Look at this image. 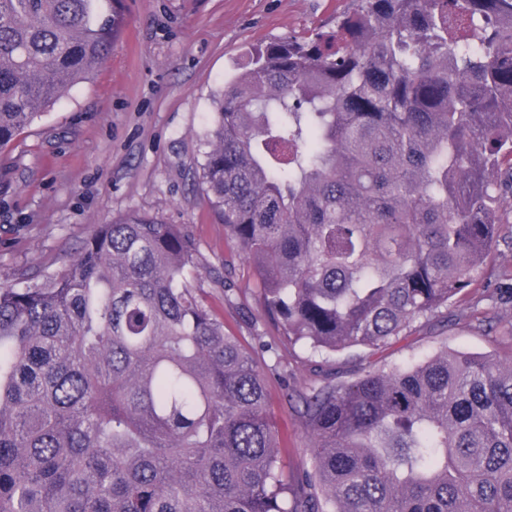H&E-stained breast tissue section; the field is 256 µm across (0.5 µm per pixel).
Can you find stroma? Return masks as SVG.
Wrapping results in <instances>:
<instances>
[{
	"instance_id": "obj_1",
	"label": "stroma",
	"mask_w": 512,
	"mask_h": 512,
	"mask_svg": "<svg viewBox=\"0 0 512 512\" xmlns=\"http://www.w3.org/2000/svg\"><path fill=\"white\" fill-rule=\"evenodd\" d=\"M122 2L123 30L95 79L0 148V286L62 269L98 224L135 213L184 225L201 254L205 302L226 333L278 346L265 359L287 366L288 378L271 377L270 410L284 462L304 471L307 428L283 386L312 380L308 355L278 345L276 325L256 302L251 270L209 208L198 176L214 97L243 51L332 30L349 0ZM510 271L512 242L505 240L447 314L381 350L333 355L337 380L445 348L512 355V311L484 295L488 280ZM480 312L491 321L477 329L469 320Z\"/></svg>"
}]
</instances>
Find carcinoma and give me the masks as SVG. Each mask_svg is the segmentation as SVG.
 Returning a JSON list of instances; mask_svg holds the SVG:
<instances>
[{
  "mask_svg": "<svg viewBox=\"0 0 512 512\" xmlns=\"http://www.w3.org/2000/svg\"><path fill=\"white\" fill-rule=\"evenodd\" d=\"M121 0H0V147L92 81ZM512 0H350L336 31L252 47L224 82L206 200L284 342L311 467L281 460L256 351L196 287L178 224H98L0 287V512H512V358L445 350L348 383L448 310L504 238ZM492 300L512 308V279Z\"/></svg>",
  "mask_w": 512,
  "mask_h": 512,
  "instance_id": "obj_1",
  "label": "carcinoma"
}]
</instances>
